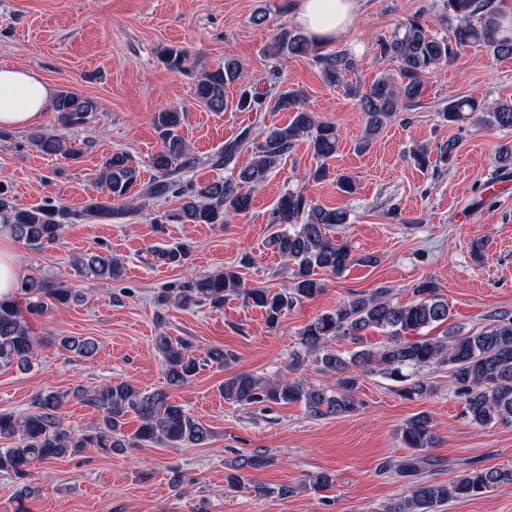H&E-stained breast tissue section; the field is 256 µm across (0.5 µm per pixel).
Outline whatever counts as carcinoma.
I'll list each match as a JSON object with an SVG mask.
<instances>
[{"label": "carcinoma", "mask_w": 512, "mask_h": 512, "mask_svg": "<svg viewBox=\"0 0 512 512\" xmlns=\"http://www.w3.org/2000/svg\"><path fill=\"white\" fill-rule=\"evenodd\" d=\"M448 20V34L435 36L425 28L417 15L406 19L391 34L377 39L380 57L398 64V74L382 76L362 90L349 85L347 91L367 118L365 136L358 148L365 150L382 126L397 113L417 103L425 84L440 65L453 58L460 49L482 44L501 56H512V38L502 34L503 10L498 0H440ZM268 55L278 60L292 55H309L319 66L323 79L342 85L355 68L354 58L345 50L322 52L301 31L283 27L272 38ZM187 56L185 49L164 46L161 61L180 71ZM277 70L271 71L268 86L260 91L245 85L240 91L236 109L240 112L266 110L290 113V121L281 127H270L255 133L245 128L237 136L205 159L193 154L181 134L184 113L161 109L154 113L153 125L161 140L160 149L152 156L155 175L140 181V173L129 154L114 151L105 159L93 182L95 195L79 209L46 202L29 208L14 206L7 185L0 183V226H5L17 240L31 248H39L62 237L65 226L89 218L112 222L135 212L136 197L155 201L175 198L179 207L162 215L171 224H224L232 215L250 212L252 192L261 187L271 172L301 139H308L315 169L306 177L319 182L331 176L328 160L336 155L339 132L332 122L324 121L310 111L300 90L276 88ZM244 77L241 62L232 55L224 64L203 73L195 83V97L211 112L226 107V87ZM97 109V103L77 93L62 89L52 101L58 124L66 129L84 124ZM470 114L482 115L481 121L501 128L512 127V102L483 104L475 99H448L442 115L450 124ZM36 149L46 155L77 157L58 133L41 132L32 137ZM251 151V162L234 167L238 154ZM205 165L219 172L230 169L227 177L217 176L207 182L189 177L194 169ZM349 222L342 208H327L312 200L301 189H287L278 198L269 215V223L282 226L272 234L268 246L291 270L293 285L287 292L266 287H247L234 267L194 278L169 296L182 306L207 303L221 307L231 296H242L263 310L269 327L278 325L282 317L302 299L323 291L326 273L339 276L356 262L371 263L367 256L351 257V249L329 237V232ZM72 266L86 276L114 280L121 276L120 261L110 254L84 252L72 259ZM23 300L0 297V367L25 369L30 366L41 344L29 325V316L41 315L76 297L74 289L39 277L21 283ZM448 302L438 294V285L426 278L414 288V299L405 305L390 300L389 290L378 288L371 293H354L341 301L336 309L324 313L303 327L300 345L315 356L322 372L336 376L335 388L324 389L301 377H282L274 382L249 372H238L224 379V400L239 405L255 403H303L317 417L353 412L360 368L377 365L389 378L401 384L406 398L420 396L428 390V382L416 375L417 369L430 365L448 367V386L464 398L465 413L471 421L484 426L512 417V316L500 313L485 330L467 335H406L431 325L448 322ZM370 328H384L390 336L373 350L351 352L347 358L333 351L331 343L345 338L357 345ZM62 348L79 356L91 357L96 344L90 338L63 337ZM155 349L160 356L168 384L181 387L191 382L210 363L224 366L235 360L231 352L211 348L200 356L192 344L182 338L158 336ZM64 397L54 391L38 393L31 410L23 415L0 411V472L25 479L31 469L49 464L76 448H99L106 453L123 452L127 448L165 445L177 448L183 444L204 445L211 431L166 391H145L129 381L106 382L96 388L88 403L101 414L100 425L87 432H73L64 427L59 410ZM135 414L138 428L125 431L126 417ZM402 441L409 448H430L436 435L430 418L418 414L402 429ZM430 460L416 457L388 465L403 477L413 479L411 495L388 507V512H436L450 499L476 498L494 487L512 484V469L495 466L472 467L444 482L424 476Z\"/></svg>", "instance_id": "cac0c4a2"}]
</instances>
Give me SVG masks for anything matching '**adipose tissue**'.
<instances>
[{"instance_id": "ef3b65f1", "label": "adipose tissue", "mask_w": 512, "mask_h": 512, "mask_svg": "<svg viewBox=\"0 0 512 512\" xmlns=\"http://www.w3.org/2000/svg\"><path fill=\"white\" fill-rule=\"evenodd\" d=\"M360 9V0H296L292 19L314 41L327 42L345 36ZM51 96V88L34 72L0 67V127L33 125Z\"/></svg>"}]
</instances>
